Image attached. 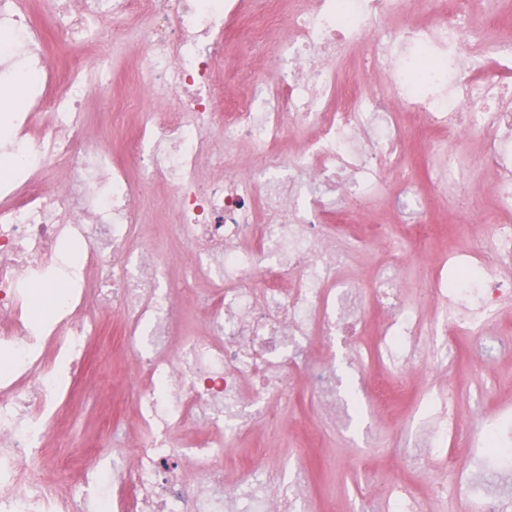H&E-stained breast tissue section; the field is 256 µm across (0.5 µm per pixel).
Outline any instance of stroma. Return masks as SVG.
<instances>
[{"mask_svg": "<svg viewBox=\"0 0 512 512\" xmlns=\"http://www.w3.org/2000/svg\"><path fill=\"white\" fill-rule=\"evenodd\" d=\"M45 54L56 69L60 80L54 94L65 91L64 79L73 57L94 59L111 53V46H82L69 48L47 41ZM140 102L150 107L153 99L146 87V76L140 69V51L136 44L122 49L114 62L111 87L91 82L85 100L89 116L86 137L92 145L111 148L115 162L127 160L126 136L128 127H108L104 114L111 96ZM448 169L447 146L432 147L429 153L412 152L401 172L402 178L414 180L425 193L433 194L435 182ZM493 176L479 165H471L466 177L455 192L443 197L432 220L445 225L441 237L434 239L424 256L401 272L400 285L408 298H416L425 287L432 270L443 266L449 250L462 249L465 239L458 231L466 215L459 208L458 199L474 195L484 201V219L495 212L492 194ZM168 189L147 183L145 198L159 202L158 211L146 214V222L135 242L136 247L149 246L159 235L161 222L173 219V205L167 200ZM124 316L113 311L103 318V328L95 337L92 351L111 346V361H97V371L113 370L117 378L111 390L77 391L66 401V424L71 438V452L83 451L96 445L97 458L102 466L112 464L113 449L102 447L105 437L101 418L105 412L123 422H131L135 397L130 390V357L122 350ZM495 351L490 359L478 358L473 352L474 339L461 337L448 344L449 359L433 364L427 355H420L398 374L400 391L395 409L389 410L364 401L361 389L372 380L389 376L383 365L367 366L358 379L348 381L347 398L350 415L340 424L328 417L315 398L308 393H295L277 401V416L271 421L256 422L251 432L224 448V464L233 470L253 458L258 445L270 448L267 466L276 470L275 483L292 487L298 472H305L306 480L297 489L300 512H351L354 503L367 501L370 512H385L383 503L373 492L369 473L378 477L406 483L419 497H426L435 483H447L450 493L438 503L434 512H461V503L470 493L466 475L473 469L471 457L460 456L455 466H447L449 446L439 442L433 448L416 447L410 434L412 422L427 418L433 393L454 389L455 417L461 428H468L476 416L494 418L502 409L512 408V333L494 336ZM294 487V486H293Z\"/></svg>", "mask_w": 512, "mask_h": 512, "instance_id": "stroma-1", "label": "stroma"}]
</instances>
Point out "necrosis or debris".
<instances>
[{
	"instance_id": "1",
	"label": "necrosis or debris",
	"mask_w": 512,
	"mask_h": 512,
	"mask_svg": "<svg viewBox=\"0 0 512 512\" xmlns=\"http://www.w3.org/2000/svg\"><path fill=\"white\" fill-rule=\"evenodd\" d=\"M32 21L23 0H0V31L13 62L33 80L28 109L12 125L14 162L22 170L0 195V512H294L253 468H224V445L294 381L335 414L334 378L308 349L311 336L335 338L352 364L379 360L400 369L432 326L409 306L393 276L408 260L386 225L362 222L358 201L379 191L382 173L402 167L409 141L405 117L423 119L422 145L456 148L480 137L479 165L495 173L494 222L474 229L453 280L434 273L427 297L448 314V337L482 336L512 305V33L498 29V0H304L284 13L281 0H86L73 14L64 0H43ZM113 45L134 39L160 107L142 111L128 161L89 148L80 90L104 78L107 58L78 63L69 94L52 95L46 38L63 44ZM279 60L275 78L244 71L226 91L214 78L230 39ZM425 72L421 84L410 76ZM387 83L378 84L374 75ZM313 131L289 151L288 131ZM224 144L215 146L213 131ZM207 156L217 178L198 174ZM140 169L174 189L170 231L190 250L178 285L165 281L150 252L131 242L141 222L135 201ZM339 198L329 209L327 197ZM401 231L419 244L439 234L429 218L433 197L408 180L392 189ZM378 249L388 263L373 303L388 314L378 336H364L351 309L349 256ZM66 280L45 305L50 326L30 318L29 281L45 269ZM99 286L87 287L89 275ZM211 289L203 301V335H186L179 353L168 340L173 290ZM126 315L123 342L134 355L140 435L129 442L119 424L109 440L133 447L137 462L111 470L65 457L82 479L67 495L34 478L29 463L49 443L68 444L62 401L89 370L91 340L105 311ZM194 420L207 429L187 442L170 432ZM455 450L491 455L512 471V432L480 421ZM197 470L195 478L186 473Z\"/></svg>"
}]
</instances>
